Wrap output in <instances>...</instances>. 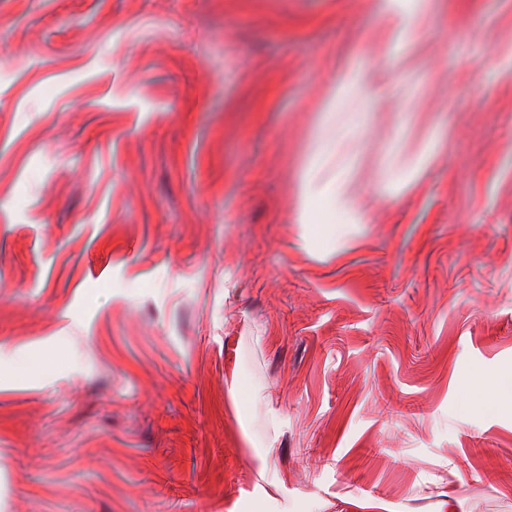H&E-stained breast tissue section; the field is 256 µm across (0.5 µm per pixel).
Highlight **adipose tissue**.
<instances>
[{"mask_svg":"<svg viewBox=\"0 0 512 512\" xmlns=\"http://www.w3.org/2000/svg\"><path fill=\"white\" fill-rule=\"evenodd\" d=\"M336 142L320 135L313 146L302 190L306 220L327 225L330 236L343 238L354 210L348 167H336Z\"/></svg>","mask_w":512,"mask_h":512,"instance_id":"ef3b65f1","label":"adipose tissue"}]
</instances>
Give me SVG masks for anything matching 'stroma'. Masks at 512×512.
<instances>
[{
  "instance_id": "stroma-1",
  "label": "stroma",
  "mask_w": 512,
  "mask_h": 512,
  "mask_svg": "<svg viewBox=\"0 0 512 512\" xmlns=\"http://www.w3.org/2000/svg\"><path fill=\"white\" fill-rule=\"evenodd\" d=\"M401 14L0 0V512H512V402H470L512 370V0H431L394 69ZM365 82V74L353 67L340 70L335 88L329 94L325 105L327 128L316 139L312 159L305 173L302 190L305 217L302 223L311 220L320 224H330L328 232L336 240L343 238L348 231L347 223L354 210L350 191L349 167L336 168V140L326 135L328 128L336 123V107L339 101L357 93ZM315 205V207H314Z\"/></svg>"
}]
</instances>
